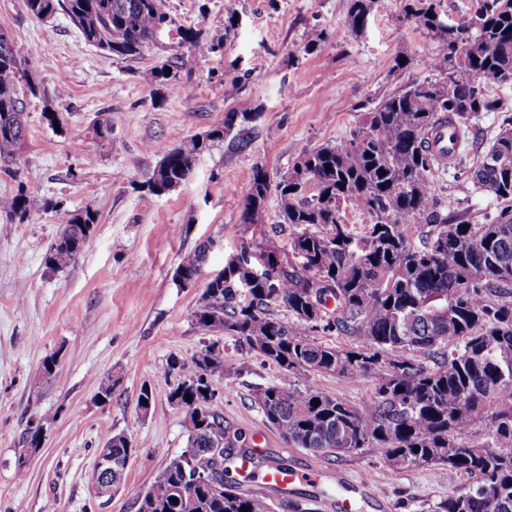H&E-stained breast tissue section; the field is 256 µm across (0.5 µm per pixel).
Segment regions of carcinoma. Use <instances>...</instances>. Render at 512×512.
<instances>
[{
	"mask_svg": "<svg viewBox=\"0 0 512 512\" xmlns=\"http://www.w3.org/2000/svg\"><path fill=\"white\" fill-rule=\"evenodd\" d=\"M380 0H352L349 26H364ZM440 0H408L402 21L435 36L434 78L384 96L350 138L304 153L275 184L252 171L241 214L261 222L276 192L278 223L291 229L289 250L268 236L242 243L210 280L196 325L222 328L275 364L281 382L256 392L266 420L298 448L328 456L376 451L393 470L434 467L472 482L429 505L428 512H512V128L483 143L466 166L469 146L456 139L450 169L495 201L488 224H468L431 210L439 163L429 140L441 124L460 130L504 102L490 88L512 84V0H473L469 18L449 24ZM48 18L65 10L84 38L110 54L136 57L172 22L163 0H26ZM182 39L204 55L219 44L197 32ZM27 78L12 43H0V152L25 139L19 86ZM204 139L179 141L146 181L154 195L187 180L209 143L224 139L237 117ZM349 203L370 223L353 231L341 216ZM23 190L0 199V212L23 221ZM96 213L74 214L51 247L47 264L67 266L89 242ZM426 221V242L412 244V225ZM208 246L183 258L175 278L196 280ZM335 308L309 315L321 294ZM283 308L287 316L274 314ZM354 336L350 349L319 344L315 331ZM434 367H429L427 361ZM180 381L170 397L186 402L187 448L168 459L138 497L137 512H271L262 496L237 489L231 448L241 435L207 405L215 375L237 372L219 360L168 364ZM331 374L347 382L375 381L374 406L363 414L297 375ZM483 423L484 438L472 439Z\"/></svg>",
	"mask_w": 512,
	"mask_h": 512,
	"instance_id": "cac0c4a2",
	"label": "carcinoma"
}]
</instances>
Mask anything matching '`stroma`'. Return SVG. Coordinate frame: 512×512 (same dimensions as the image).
Wrapping results in <instances>:
<instances>
[{
  "mask_svg": "<svg viewBox=\"0 0 512 512\" xmlns=\"http://www.w3.org/2000/svg\"><path fill=\"white\" fill-rule=\"evenodd\" d=\"M406 3L380 0L355 32L351 0H165L173 25L125 58L86 42L65 11L39 19L25 0H0V29L36 87L24 97L25 139L0 159V196L21 189L28 201L24 221L0 214V512H136L138 495L187 446L184 411L169 398L178 377L165 369L209 347L238 368L214 380L225 426L242 431L245 447L262 443L268 459L319 475L315 486L271 498L272 512L294 503L336 512L337 486L361 475L370 488L357 496L360 512H426L457 490L436 468L395 471L369 448L334 457L294 447L254 402L258 389L280 383L279 369L223 330L201 331L192 317L208 279L243 242L264 233L288 245L276 196L261 223L241 221L254 167L278 179L303 153L347 139L381 97L432 77L440 44L402 22ZM315 26L328 37L308 52ZM190 28L222 52L204 57L181 42ZM401 58L408 66L397 67ZM163 64L177 69V87L151 82ZM246 108L257 119L211 144L185 182L159 196L145 189L179 140ZM107 112L112 135L101 140L92 124ZM51 113L59 124H50ZM436 194L440 213L472 224L493 215L494 201L472 183L447 177ZM87 207L97 212L88 244L68 266L48 268L51 245ZM209 240L215 246L199 279L179 284L182 257ZM50 355L55 370L35 379ZM295 382L365 414L373 407L369 380L318 374ZM107 383L112 396L103 401ZM145 387L153 393L146 410L138 402ZM34 424L35 448L27 439ZM118 433L135 454L120 490L103 502L91 478L99 448Z\"/></svg>",
  "mask_w": 512,
  "mask_h": 512,
  "instance_id": "obj_1",
  "label": "stroma"
}]
</instances>
